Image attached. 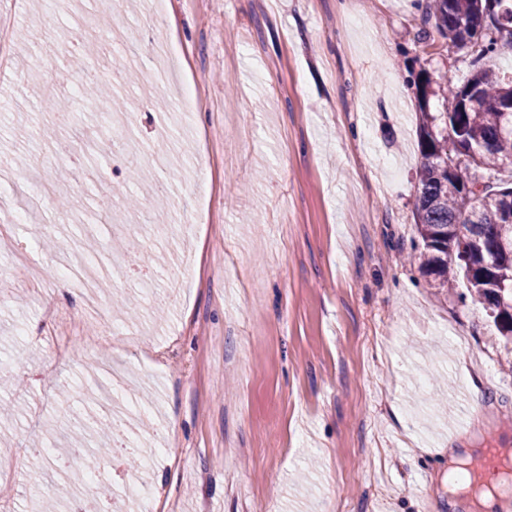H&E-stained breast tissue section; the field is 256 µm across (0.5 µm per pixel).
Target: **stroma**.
<instances>
[{
    "label": "stroma",
    "mask_w": 512,
    "mask_h": 512,
    "mask_svg": "<svg viewBox=\"0 0 512 512\" xmlns=\"http://www.w3.org/2000/svg\"><path fill=\"white\" fill-rule=\"evenodd\" d=\"M152 0H0L10 48L0 71V361L9 363L22 427L0 417V512H36L35 469L61 506L97 496L57 466L71 456L57 417L81 381L116 395L114 370L145 426L122 446L142 452V495L129 512H474L448 495V459L512 449V339L466 288H435L420 269L421 71L463 84V52L422 46L418 0H165L175 50L143 72L128 133L86 116L63 152L39 132L48 102L67 106L110 79L108 56L60 81L59 50L83 29L157 36ZM209 104L176 106L188 78ZM139 164L171 180V212L120 199ZM65 169V216L36 179ZM213 187L207 222L183 235L182 213ZM114 201L155 263L151 289L121 256L89 302L70 269L75 227L93 198ZM164 305L163 320L124 318L123 301ZM118 334L103 333V319ZM481 383L480 396L471 386Z\"/></svg>",
    "instance_id": "35a3bbf8"
}]
</instances>
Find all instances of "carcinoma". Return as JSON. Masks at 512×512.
Segmentation results:
<instances>
[{
    "label": "carcinoma",
    "instance_id": "cac0c4a2",
    "mask_svg": "<svg viewBox=\"0 0 512 512\" xmlns=\"http://www.w3.org/2000/svg\"><path fill=\"white\" fill-rule=\"evenodd\" d=\"M420 41L439 37L467 48L470 73L458 85L444 75L417 76L420 178L415 200L421 271L437 288L464 272L470 299L491 309L496 330L512 335V183L498 178L512 163V78L491 64L499 41L512 44V0H427ZM440 109L430 110V97ZM111 114L126 115L115 90L96 99ZM102 447L92 446L76 485L99 469Z\"/></svg>",
    "mask_w": 512,
    "mask_h": 512
}]
</instances>
